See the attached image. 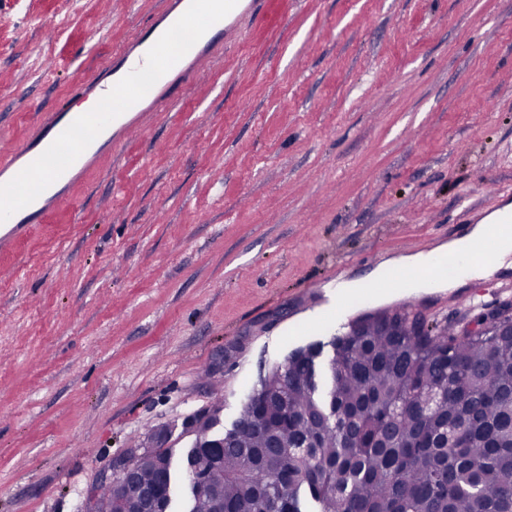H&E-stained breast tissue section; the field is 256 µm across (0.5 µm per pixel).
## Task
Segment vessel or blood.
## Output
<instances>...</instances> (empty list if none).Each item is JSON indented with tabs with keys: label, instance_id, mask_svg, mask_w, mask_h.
Returning a JSON list of instances; mask_svg holds the SVG:
<instances>
[{
	"label": "vessel or blood",
	"instance_id": "1",
	"mask_svg": "<svg viewBox=\"0 0 512 512\" xmlns=\"http://www.w3.org/2000/svg\"><path fill=\"white\" fill-rule=\"evenodd\" d=\"M235 0H164L163 7L69 100L45 113L19 145L0 154V248L7 250L33 224L71 203L73 186L111 152L134 126L142 124L180 91L224 48V21ZM95 97L104 108L78 110ZM498 241L490 232L471 255L449 256L438 267L452 279L468 260H485Z\"/></svg>",
	"mask_w": 512,
	"mask_h": 512
}]
</instances>
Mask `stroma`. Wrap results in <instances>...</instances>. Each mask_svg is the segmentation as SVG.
Wrapping results in <instances>:
<instances>
[{
    "label": "stroma",
    "mask_w": 512,
    "mask_h": 512,
    "mask_svg": "<svg viewBox=\"0 0 512 512\" xmlns=\"http://www.w3.org/2000/svg\"><path fill=\"white\" fill-rule=\"evenodd\" d=\"M162 0H0V142ZM0 252V512H83L132 437L325 342L338 285L512 202V0H258L193 84ZM368 291L459 325L512 302Z\"/></svg>",
    "instance_id": "stroma-1"
}]
</instances>
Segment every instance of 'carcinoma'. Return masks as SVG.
I'll return each instance as SVG.
<instances>
[{
  "instance_id": "carcinoma-1",
  "label": "carcinoma",
  "mask_w": 512,
  "mask_h": 512,
  "mask_svg": "<svg viewBox=\"0 0 512 512\" xmlns=\"http://www.w3.org/2000/svg\"><path fill=\"white\" fill-rule=\"evenodd\" d=\"M352 322L333 354L309 345L274 366L232 428L207 424L174 460L141 444L112 464L93 512H166L204 473L188 512H512V305L479 334L403 305Z\"/></svg>"
}]
</instances>
